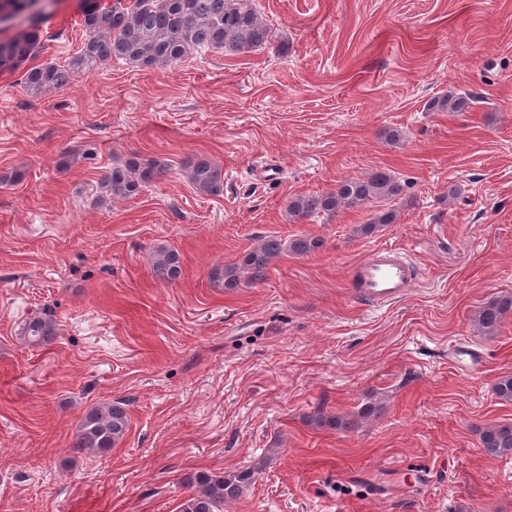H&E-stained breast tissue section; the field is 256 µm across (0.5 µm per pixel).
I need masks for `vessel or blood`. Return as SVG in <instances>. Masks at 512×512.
I'll use <instances>...</instances> for the list:
<instances>
[{"label": "vessel or blood", "mask_w": 512, "mask_h": 512, "mask_svg": "<svg viewBox=\"0 0 512 512\" xmlns=\"http://www.w3.org/2000/svg\"><path fill=\"white\" fill-rule=\"evenodd\" d=\"M413 278L412 264L402 251L395 248L374 252L354 269L358 298L376 304L406 297Z\"/></svg>", "instance_id": "obj_1"}]
</instances>
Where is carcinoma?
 <instances>
[{
  "mask_svg": "<svg viewBox=\"0 0 512 512\" xmlns=\"http://www.w3.org/2000/svg\"><path fill=\"white\" fill-rule=\"evenodd\" d=\"M35 0H0V22L20 18L28 22L18 33L0 37V70H23L22 87L31 97H41L63 89L80 74L91 73L110 60H120L136 69H162L177 65L192 52L207 49L236 55L258 51L271 43V30L251 0H134L127 6L115 0L103 7L99 0H84L82 25L88 37L81 49L63 64L44 63L28 66L38 49L41 24L47 14L30 7ZM467 93L448 94L433 100L436 112H466L471 107ZM186 177L202 196H214L224 190V168L209 157L196 156L183 163ZM169 170L164 159L142 160L133 154L104 171L97 182L101 202L126 199L141 188L162 178ZM404 187L388 171H376L363 178L339 181L336 187L288 199V220L300 223L319 215L332 216L342 210L381 203L399 196ZM397 213L379 209L357 233L370 236L385 224H393ZM324 245L318 237L303 234L288 241L266 236L249 249L240 260L212 269L210 279L226 292H235L244 284L261 282L269 267L283 254H311ZM152 271L161 282H170L181 273L180 254L160 246L153 254ZM512 313V295L495 299L483 306L477 316L481 334L495 336L507 315ZM57 325L47 313L27 319L22 328L31 345H44L56 336ZM365 407L356 414L327 415L316 410L314 420L320 425L349 432L360 420L371 415ZM129 425L126 404L107 403L88 409L78 423L71 448L80 454L109 453L124 437ZM483 452L490 457L512 455V425L492 426L480 435ZM255 470L232 473H200L190 479L195 486L180 512H224V503L242 497L251 486Z\"/></svg>",
  "mask_w": 512,
  "mask_h": 512,
  "instance_id": "obj_1",
  "label": "carcinoma"
}]
</instances>
